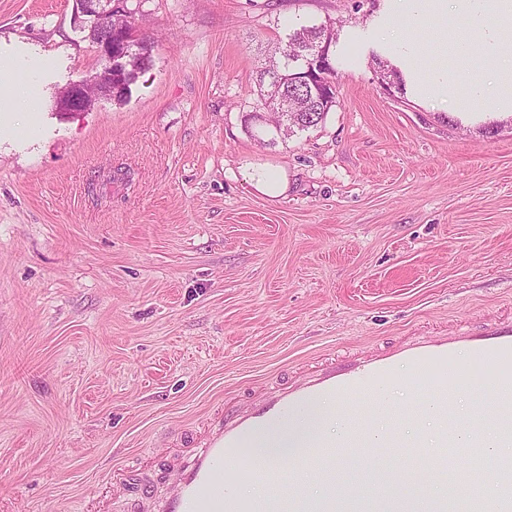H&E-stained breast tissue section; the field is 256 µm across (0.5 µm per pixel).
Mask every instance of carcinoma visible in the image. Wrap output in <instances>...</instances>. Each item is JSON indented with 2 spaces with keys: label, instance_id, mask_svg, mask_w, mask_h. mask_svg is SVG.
<instances>
[{
  "label": "carcinoma",
  "instance_id": "1",
  "mask_svg": "<svg viewBox=\"0 0 512 512\" xmlns=\"http://www.w3.org/2000/svg\"><path fill=\"white\" fill-rule=\"evenodd\" d=\"M335 39L332 25H313L303 27L288 35V40L277 47L266 59L260 73V95L269 103L267 108L268 121L280 124L279 134L290 136L298 130H305L322 123L329 109L311 108L307 103L315 100L316 93L310 86H305L292 79L298 74L308 58V51L314 45L320 44L324 38ZM129 49L133 53L124 74L114 80L113 99L123 101L131 92V85L137 74L147 68L151 62L150 43L143 37L128 39ZM288 84V97L295 98L299 104L296 111L288 112L285 120H279L278 112L282 111L279 103L275 102L274 87L280 83Z\"/></svg>",
  "mask_w": 512,
  "mask_h": 512
}]
</instances>
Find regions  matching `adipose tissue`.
Listing matches in <instances>:
<instances>
[{
    "mask_svg": "<svg viewBox=\"0 0 512 512\" xmlns=\"http://www.w3.org/2000/svg\"><path fill=\"white\" fill-rule=\"evenodd\" d=\"M423 26L432 44L449 47L446 63L422 61ZM369 35L408 98L445 104L459 117L512 116V0H383Z\"/></svg>",
    "mask_w": 512,
    "mask_h": 512,
    "instance_id": "obj_1",
    "label": "adipose tissue"
}]
</instances>
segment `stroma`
Wrapping results in <instances>:
<instances>
[{"label": "stroma", "mask_w": 512, "mask_h": 512, "mask_svg": "<svg viewBox=\"0 0 512 512\" xmlns=\"http://www.w3.org/2000/svg\"><path fill=\"white\" fill-rule=\"evenodd\" d=\"M379 3L129 0L150 66L128 99L63 112L102 71L75 0H0V512H123L115 465L162 494L225 398L270 377L512 334V119L385 89L352 36ZM324 22L334 106L260 143L268 51ZM243 176L259 193L271 199L283 196L288 187L286 176L270 169H247Z\"/></svg>", "instance_id": "35a3bbf8"}]
</instances>
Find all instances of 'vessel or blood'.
I'll list each match as a JSON object with an SVG mask.
<instances>
[{"mask_svg":"<svg viewBox=\"0 0 512 512\" xmlns=\"http://www.w3.org/2000/svg\"><path fill=\"white\" fill-rule=\"evenodd\" d=\"M428 364L426 380L429 405L440 423L435 438L443 448L466 444L483 448L486 432L495 433L501 447L512 446V337L487 344L473 335L415 338L395 348L357 357L344 366L326 362L315 366L298 381L285 382L261 393L257 402L221 411L205 429L190 460L179 471L167 493L154 500V512H334L335 498L319 503L300 491L273 498L267 506L241 497L227 476L237 467L238 451L247 447L252 434L283 435L289 418L320 401L329 402L324 419L351 406L362 388L375 391L372 417L408 419L412 407L394 412L386 392L398 364ZM493 387L492 407L473 408L468 422H461L456 410L462 392L484 384ZM469 426L467 441H459L462 426ZM398 434L390 430L371 436L366 430L336 438L315 434L291 456L269 453L254 457L253 469L271 485H279L284 472L324 474L343 465L356 469L366 449H377L379 457L393 456ZM344 456H337V449ZM491 495H472L469 512H512V460L496 459L490 473Z\"/></svg>","mask_w":512,"mask_h":512,"instance_id":"obj_1","label":"vessel or blood"}]
</instances>
